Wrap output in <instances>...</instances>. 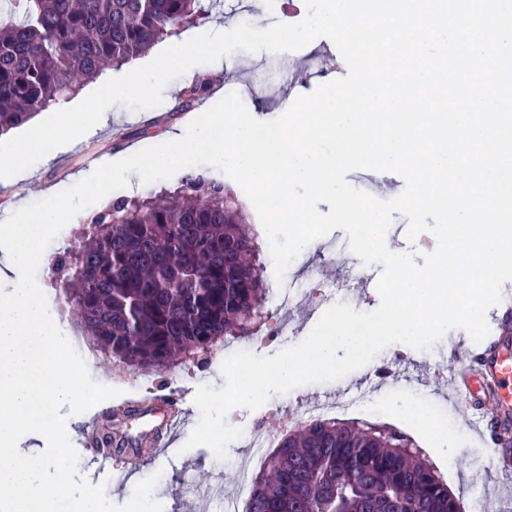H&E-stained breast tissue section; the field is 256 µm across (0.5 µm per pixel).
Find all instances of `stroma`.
Here are the masks:
<instances>
[{
	"instance_id": "obj_1",
	"label": "stroma",
	"mask_w": 512,
	"mask_h": 512,
	"mask_svg": "<svg viewBox=\"0 0 512 512\" xmlns=\"http://www.w3.org/2000/svg\"><path fill=\"white\" fill-rule=\"evenodd\" d=\"M286 3L287 0H218L211 18L195 25L194 30L202 33L219 25L230 30L248 16L252 17L255 27L264 29L275 22L287 21L288 16L284 11ZM231 59L235 64L232 82H215L212 91L195 102L193 112L206 111L234 91L240 95L248 111L263 113L272 120L289 109L295 93H311L325 83L329 75L341 77L346 73V64L338 49L329 47L324 41L319 46L308 45L289 53L237 51L232 53ZM277 59L298 64V71L291 76L271 72L270 64ZM209 74V65L193 67L191 72L170 82L164 90L163 103L151 109L132 110L114 105L111 123L95 136L59 154L51 162H38L29 168L26 181L0 185V221L4 220L10 206L16 202L22 200L29 204L41 200L45 189L61 191L68 188L72 175L91 173L105 158L130 144L162 139L173 126L185 119L184 113L176 109L180 92L196 77ZM359 264V258L349 250L336 255L334 259H326L320 241L316 240L309 251L299 254L298 262L290 272L301 280L312 274L317 283L338 284L345 281L350 266ZM333 303V298L317 292L309 300L273 308L272 319L285 328V336L271 337L270 327H263L253 338L220 345L204 365L190 362L181 365L173 377L132 372L108 362L100 364L87 348H80L79 353L97 382L127 391L136 386L158 387L177 399L186 411L184 425L175 431L171 448L162 455L155 454L151 446L156 416L135 408L120 413L111 421L112 430L129 440L132 448L128 454L113 456L111 464L104 467L94 463L91 453L82 446L79 435L83 423L92 419V412L77 415L70 439L78 449L80 475L92 484H104L107 497L114 503L122 504L130 499L138 482L155 474L159 481L154 496L162 502L164 512H219L220 502L229 503L247 496L249 475L258 472L260 466L252 464L249 473L243 474L239 472L237 462L239 458L252 453L254 444L262 434V423L281 418L297 403L318 396L332 394L337 400L343 401L363 393L370 398L362 414L363 420L384 425L390 422L388 405L391 401L413 403L423 400L446 427L459 430L462 435L464 447L456 467H449L444 461L437 465L453 496L468 499L478 491L484 498L499 500L502 512H512V465L498 468L491 465L489 437L479 436L469 418L448 409L451 394L448 380L454 367L465 359L473 344L468 332L461 328L448 331L430 350L404 348V355L410 359L404 370L411 375V382L396 385L380 383L373 374V365L369 364L334 382L307 384L289 393L272 396L254 411L241 407L233 409L227 421L231 426L242 428L243 434L229 444L227 459H217L210 448L202 445L186 448L185 443L200 419V411L194 403L196 389L203 384L218 389L224 386L221 364L227 356L241 350L271 356L283 348L296 345L309 334L323 312ZM214 478L223 485V500H216L212 496H192L193 488Z\"/></svg>"
}]
</instances>
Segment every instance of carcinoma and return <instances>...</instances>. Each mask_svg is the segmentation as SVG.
<instances>
[{"mask_svg": "<svg viewBox=\"0 0 512 512\" xmlns=\"http://www.w3.org/2000/svg\"><path fill=\"white\" fill-rule=\"evenodd\" d=\"M217 0H6L0 20V136L108 67L143 54ZM211 90L197 79L182 112ZM224 185L189 177L168 198L117 197L56 253L75 326L107 360L160 373L252 336L269 313L264 268ZM400 433L308 419L279 436L245 512H459L448 484Z\"/></svg>", "mask_w": 512, "mask_h": 512, "instance_id": "1", "label": "carcinoma"}]
</instances>
